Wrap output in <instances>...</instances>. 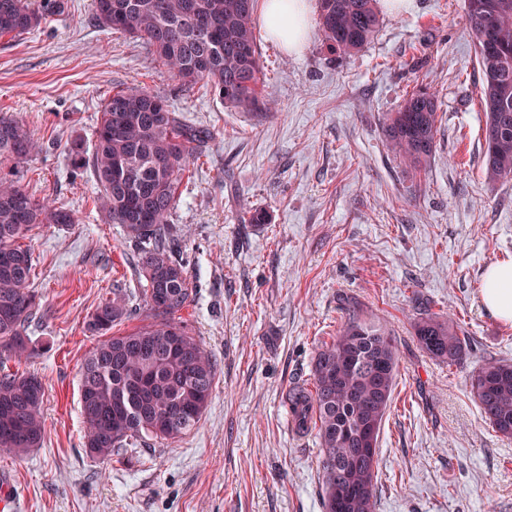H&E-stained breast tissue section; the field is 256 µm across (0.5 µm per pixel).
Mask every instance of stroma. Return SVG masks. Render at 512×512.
Instances as JSON below:
<instances>
[{
	"mask_svg": "<svg viewBox=\"0 0 512 512\" xmlns=\"http://www.w3.org/2000/svg\"><path fill=\"white\" fill-rule=\"evenodd\" d=\"M92 13L93 0H68L40 31L0 38V113L38 142L21 183L77 217L27 240L46 317L28 330L32 357L5 366L41 377L46 433L22 456L0 453V495L14 512H322L318 433H292L285 397L310 383L317 351L352 311L382 323L398 354L374 512H512V439L469 392L485 361H512V322L481 298L486 268L512 262V180L484 174L465 0L381 11L379 30L350 56L315 31L291 54L258 28L266 117L225 106L210 87L186 89L143 41L98 27ZM421 84L439 116L435 153L415 172L390 150L381 119ZM127 87L150 89L206 134L172 215L196 288L175 319L218 367L195 430L103 464L83 447L80 369L100 342L85 323L116 288L136 313L114 334L147 324L149 310L135 248L72 152L91 151L106 99ZM255 208L269 223H243ZM421 302L468 338L463 364L419 348Z\"/></svg>",
	"mask_w": 512,
	"mask_h": 512,
	"instance_id": "1",
	"label": "stroma"
}]
</instances>
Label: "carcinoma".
<instances>
[{"instance_id":"obj_1","label":"carcinoma","mask_w":512,"mask_h":512,"mask_svg":"<svg viewBox=\"0 0 512 512\" xmlns=\"http://www.w3.org/2000/svg\"><path fill=\"white\" fill-rule=\"evenodd\" d=\"M376 0H318V31L333 52L360 50L380 26ZM255 0H94V21L143 40L165 73L189 88L211 86L224 104L265 114V73L257 45ZM475 40L485 112L484 165L492 183L512 178V0H466ZM67 0H0V37L34 32ZM438 105L418 88L385 118L391 149L419 171L432 156ZM202 132L180 122L146 88H126L105 102L91 155L76 152L74 168L90 172L100 207L123 227L137 250L145 302L160 320L99 344L80 377L83 447L104 462L147 440H174L193 430L212 393L217 360L187 325L171 320L194 293L171 217L180 177L199 153ZM23 124L0 114V161L23 163L36 149ZM76 223L75 214L32 197L18 171L0 174V364L32 348L27 330L42 319L30 287L32 256L22 243L43 224ZM119 294L90 315L87 330L106 335L129 319ZM420 348L450 365L469 354L454 323L425 314L414 326ZM397 353L384 327L354 313L313 364L312 388H294L288 407L296 427L317 430L322 457L323 512H373L378 437L395 386ZM481 414L512 437V362L488 360L470 379ZM44 383L35 374L0 373V451L20 456L42 442Z\"/></svg>"}]
</instances>
